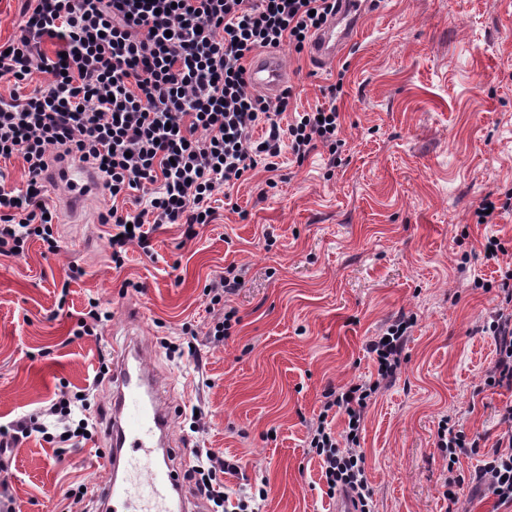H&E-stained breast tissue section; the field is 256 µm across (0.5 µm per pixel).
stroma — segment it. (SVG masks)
<instances>
[{
    "label": "stroma",
    "mask_w": 512,
    "mask_h": 512,
    "mask_svg": "<svg viewBox=\"0 0 512 512\" xmlns=\"http://www.w3.org/2000/svg\"><path fill=\"white\" fill-rule=\"evenodd\" d=\"M277 53L293 109L336 102L343 146L317 148L300 165L282 150L275 172L252 171L231 205L215 202L196 237L163 225L153 257L129 247L119 269L101 193L79 218L59 211L57 254L33 240L22 256H0V424L39 412L61 388H86L137 312L150 365L180 408L175 467L188 469L192 447L210 448L244 463L225 475L226 489L266 484L260 512H336L308 431L328 389L376 377L366 345L404 316L414 325L401 373L360 434L374 512H446L451 467L437 431L448 415L478 443L453 467L459 512H512L471 481L503 431L498 410L512 402V387L486 384L496 353L484 330L512 290L503 278L512 269V0H377L335 61L316 64L288 45ZM486 199L497 209L481 224ZM492 237L502 250L488 260ZM74 266L83 274L71 281ZM230 269L244 281L228 300L238 322L216 345L204 289ZM92 298L110 320L72 337ZM168 341L196 352L170 355ZM194 406L205 413L196 433L183 417ZM98 446L61 452L39 434L9 443L0 512H99L63 496L102 481Z\"/></svg>",
    "instance_id": "obj_1"
}]
</instances>
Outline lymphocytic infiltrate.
<instances>
[{"label":"lymphocytic infiltrate","mask_w":512,"mask_h":512,"mask_svg":"<svg viewBox=\"0 0 512 512\" xmlns=\"http://www.w3.org/2000/svg\"><path fill=\"white\" fill-rule=\"evenodd\" d=\"M336 11V0H28L19 36L0 45V159L22 157L25 189L0 187V255L19 256L31 239L58 250L55 217L42 174L54 156L94 164L112 199L146 191L144 207L108 218L110 259L122 267L129 244L151 252L150 233L165 224L211 223L214 193L256 168L272 172L282 148L304 162L317 147L336 153L341 116L336 105L294 114L284 122L291 88L275 97L251 91L247 62L258 51L307 38ZM53 41L54 54L43 48ZM47 74L34 86L33 73ZM262 136H255L256 128ZM485 325L495 341L494 384L512 385V292ZM410 321L398 319L366 346L377 377L325 395L309 432L329 494L341 493L355 512H372L358 435L370 402L400 372ZM347 417L345 439L328 425L329 411ZM499 449L474 470L500 503L512 504V404L499 409ZM186 477L195 495L221 512H256L251 499L230 501L224 475L240 464L208 448L193 449Z\"/></svg>","instance_id":"obj_1"}]
</instances>
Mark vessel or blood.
Returning <instances> with one entry per match:
<instances>
[{
    "instance_id": "1",
    "label": "vessel or blood",
    "mask_w": 512,
    "mask_h": 512,
    "mask_svg": "<svg viewBox=\"0 0 512 512\" xmlns=\"http://www.w3.org/2000/svg\"><path fill=\"white\" fill-rule=\"evenodd\" d=\"M369 0H340L338 10L313 38L309 50L315 61L335 59L360 30V19ZM284 80L277 55L256 58L249 71L250 87L276 90ZM46 184L61 187L60 199L70 210H79L98 190L100 177L92 165L64 158L42 175ZM149 355L138 338L112 351V409L99 454L104 480L94 492L108 512H128L132 497L165 507L170 496L187 502L182 478L170 463L173 411L161 390L159 378L148 365Z\"/></svg>"
}]
</instances>
